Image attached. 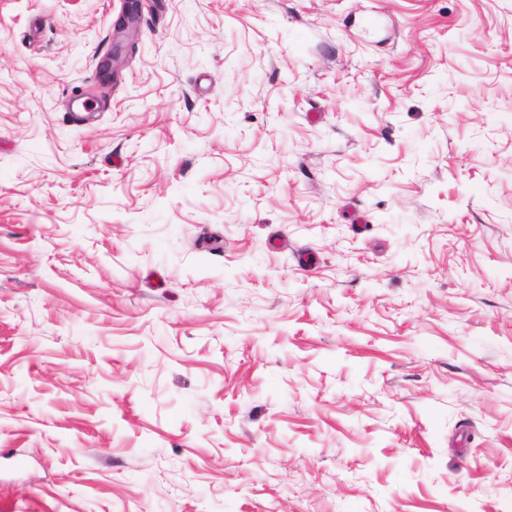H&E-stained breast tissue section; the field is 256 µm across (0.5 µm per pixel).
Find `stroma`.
<instances>
[{
    "mask_svg": "<svg viewBox=\"0 0 512 512\" xmlns=\"http://www.w3.org/2000/svg\"><path fill=\"white\" fill-rule=\"evenodd\" d=\"M0 0V512H512V0ZM138 19V5L130 3L125 13H123L122 17H120L113 27L117 40L122 38L133 45L137 33Z\"/></svg>",
    "mask_w": 512,
    "mask_h": 512,
    "instance_id": "stroma-1",
    "label": "stroma"
}]
</instances>
